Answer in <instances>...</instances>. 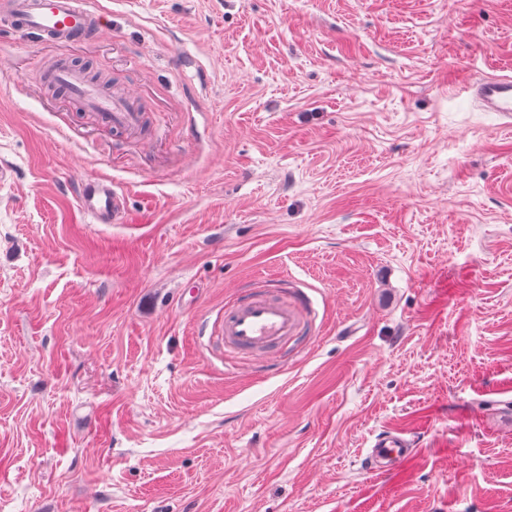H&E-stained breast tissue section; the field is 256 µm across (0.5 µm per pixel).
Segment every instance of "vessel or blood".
<instances>
[{
  "instance_id": "b4317fda",
  "label": "vessel or blood",
  "mask_w": 512,
  "mask_h": 512,
  "mask_svg": "<svg viewBox=\"0 0 512 512\" xmlns=\"http://www.w3.org/2000/svg\"><path fill=\"white\" fill-rule=\"evenodd\" d=\"M6 11L17 37L35 36L54 44H67L88 37L95 29L99 12L94 0H7ZM51 80L81 108L129 139L139 138L144 128V113L139 103L120 93H108L77 67L58 63L50 72ZM465 93L484 112L512 119V76L486 75L470 80ZM83 215L93 224L120 223L122 196L110 180L89 178L77 195ZM300 326L297 306L275 295L249 288L247 293L225 305L224 319L217 333L225 346L261 358L276 351ZM412 453V441L395 432L376 438L366 453L369 470L387 473L398 467Z\"/></svg>"
}]
</instances>
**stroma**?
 <instances>
[{"instance_id":"35a3bbf8","label":"stroma","mask_w":512,"mask_h":512,"mask_svg":"<svg viewBox=\"0 0 512 512\" xmlns=\"http://www.w3.org/2000/svg\"><path fill=\"white\" fill-rule=\"evenodd\" d=\"M98 5L62 54L0 14V512H512V128L453 96L512 0ZM258 278L311 300L270 366L205 332ZM51 80L81 108L94 112L98 119L128 139H137L144 128V113L132 98L113 91L112 95L91 82L77 67L59 62L50 71ZM78 202L83 215L91 224H120L123 213L122 194L112 181L89 178L81 183ZM404 432L378 436L368 448L365 463L369 470L388 473L398 467L412 454V440Z\"/></svg>"}]
</instances>
